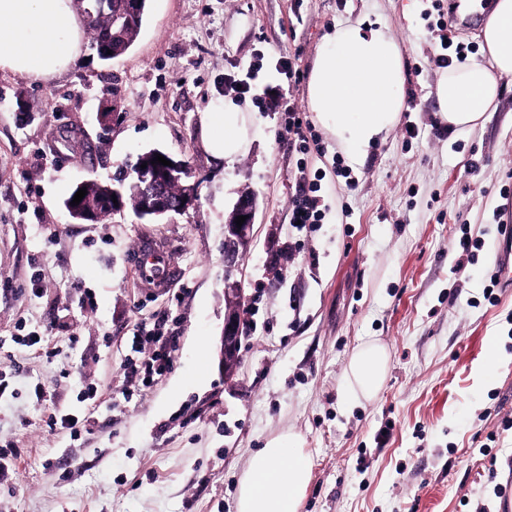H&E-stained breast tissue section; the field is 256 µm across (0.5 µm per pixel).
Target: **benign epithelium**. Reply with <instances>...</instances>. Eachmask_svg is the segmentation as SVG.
Segmentation results:
<instances>
[{
    "instance_id": "7a95c632",
    "label": "benign epithelium",
    "mask_w": 512,
    "mask_h": 512,
    "mask_svg": "<svg viewBox=\"0 0 512 512\" xmlns=\"http://www.w3.org/2000/svg\"><path fill=\"white\" fill-rule=\"evenodd\" d=\"M140 0H124L123 8L112 11V27L120 29L127 26L138 13ZM172 162L170 166L158 165L148 168H126L125 176L137 177L149 187L144 195L142 217L154 218L171 211L185 213L197 205L198 190L190 189L178 198L177 204H171L165 192L166 183L181 172L189 170L184 159H176L163 151H153ZM256 211V200L252 193L242 195L235 204L229 218L224 224V327L219 338V365L224 377L233 376L240 363L242 329L240 309L244 306V289L237 279L241 271V260L248 250L252 237ZM245 217L242 226H236L237 217Z\"/></svg>"
}]
</instances>
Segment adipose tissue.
I'll return each instance as SVG.
<instances>
[{"mask_svg": "<svg viewBox=\"0 0 512 512\" xmlns=\"http://www.w3.org/2000/svg\"><path fill=\"white\" fill-rule=\"evenodd\" d=\"M484 60L453 63L437 82L440 116L449 129H470L491 111L499 81L512 75V0H496L484 26ZM83 49L73 0H0V72L40 79L67 71ZM404 58L387 27H337L318 51L307 106L336 138L350 162L388 136L404 109ZM247 105L233 98L212 104L200 119V142L215 161L242 155L250 141ZM387 348L375 341L351 355L350 393L374 398L389 368ZM311 481L309 458L298 437H278L254 454L240 480L238 512H298Z\"/></svg>", "mask_w": 512, "mask_h": 512, "instance_id": "1", "label": "adipose tissue"}]
</instances>
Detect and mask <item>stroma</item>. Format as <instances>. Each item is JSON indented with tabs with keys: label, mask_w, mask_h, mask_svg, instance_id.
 I'll list each match as a JSON object with an SVG mask.
<instances>
[{
	"label": "stroma",
	"mask_w": 512,
	"mask_h": 512,
	"mask_svg": "<svg viewBox=\"0 0 512 512\" xmlns=\"http://www.w3.org/2000/svg\"><path fill=\"white\" fill-rule=\"evenodd\" d=\"M447 4L149 0L121 56L87 44L56 78L0 72V447L17 452L0 512H237L252 455L288 434L312 471L299 512H512V288L497 305L483 298L512 225V76L480 125L449 133L435 96L440 29L477 59L483 40L449 26ZM356 23L390 29L416 106L354 166L305 105L326 35ZM224 97L257 117L229 163L199 140L202 112ZM290 102L312 124L304 153L285 130ZM151 149L188 158L195 210L155 223L129 209L69 216L76 184L111 181ZM303 173L324 212L307 231L290 224ZM247 192L242 359L227 378L224 224ZM464 235L479 245L465 265ZM145 240L174 268L164 287L139 273ZM161 317L175 361L145 387L128 374L132 338ZM32 331L43 354L15 341ZM368 340L387 347L389 370L375 399L355 401L345 370ZM63 412L90 416L89 430L50 428Z\"/></svg>",
	"instance_id": "stroma-1"
}]
</instances>
